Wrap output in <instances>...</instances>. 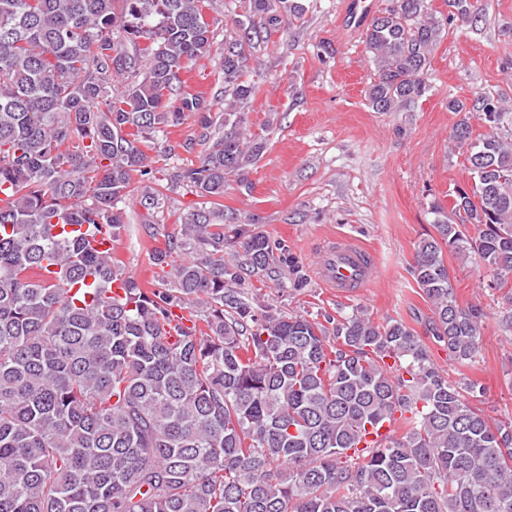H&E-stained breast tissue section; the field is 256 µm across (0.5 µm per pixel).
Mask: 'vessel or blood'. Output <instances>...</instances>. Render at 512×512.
I'll use <instances>...</instances> for the list:
<instances>
[{"instance_id":"vessel-or-blood-1","label":"vessel or blood","mask_w":512,"mask_h":512,"mask_svg":"<svg viewBox=\"0 0 512 512\" xmlns=\"http://www.w3.org/2000/svg\"><path fill=\"white\" fill-rule=\"evenodd\" d=\"M371 252L352 239L331 241L325 250L320 274L328 287L339 291L360 288L374 275Z\"/></svg>"}]
</instances>
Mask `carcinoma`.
<instances>
[{
    "instance_id": "1",
    "label": "carcinoma",
    "mask_w": 512,
    "mask_h": 512,
    "mask_svg": "<svg viewBox=\"0 0 512 512\" xmlns=\"http://www.w3.org/2000/svg\"><path fill=\"white\" fill-rule=\"evenodd\" d=\"M446 3L448 21L477 22L478 0ZM208 6L0 0V512H512V422L471 404L483 388L448 380L430 350L466 366L481 342L483 309L457 301L444 251L493 272L492 288L512 274L503 96L448 101L461 115L449 150L473 185L435 207L415 248L429 342L363 308L318 321L255 305L243 271L293 260L222 200L229 180L249 185L272 131L250 130L248 61L306 0H245L224 37L222 111L181 78L211 54ZM440 33L430 0H389L372 18V111L425 96ZM188 120L197 162L157 166L156 134ZM184 186L202 202L177 233L146 221L166 238L151 262L170 267L149 288L128 275L111 294L119 261L50 233L117 238L122 199L140 196L151 217ZM230 235L240 251L226 257ZM397 421L402 434L365 443Z\"/></svg>"
}]
</instances>
